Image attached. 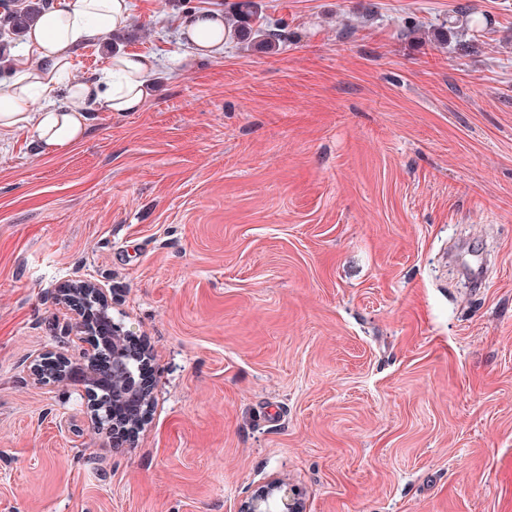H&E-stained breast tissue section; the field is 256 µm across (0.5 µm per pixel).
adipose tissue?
<instances>
[{
	"instance_id": "obj_1",
	"label": "adipose tissue",
	"mask_w": 512,
	"mask_h": 512,
	"mask_svg": "<svg viewBox=\"0 0 512 512\" xmlns=\"http://www.w3.org/2000/svg\"><path fill=\"white\" fill-rule=\"evenodd\" d=\"M130 13V0H65L43 12L26 34L27 52L17 71L0 82V136L30 132L39 154L50 157L85 138L93 106L119 114L144 110L154 95L157 60L134 52L113 54L96 79L70 84L65 103L55 100L71 67V50L124 28ZM180 35L187 52L171 57L172 68L224 54L222 13L185 15Z\"/></svg>"
}]
</instances>
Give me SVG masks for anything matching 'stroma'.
I'll return each instance as SVG.
<instances>
[{"label": "stroma", "mask_w": 512, "mask_h": 512, "mask_svg": "<svg viewBox=\"0 0 512 512\" xmlns=\"http://www.w3.org/2000/svg\"><path fill=\"white\" fill-rule=\"evenodd\" d=\"M256 2L277 51L229 37L53 158L0 141V512H239L275 478L303 512H512V0ZM233 3L131 0L69 77ZM78 280L152 356L130 447L28 375Z\"/></svg>", "instance_id": "1"}]
</instances>
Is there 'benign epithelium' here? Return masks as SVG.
Returning a JSON list of instances; mask_svg holds the SVG:
<instances>
[{
	"label": "benign epithelium",
	"instance_id": "1",
	"mask_svg": "<svg viewBox=\"0 0 512 512\" xmlns=\"http://www.w3.org/2000/svg\"><path fill=\"white\" fill-rule=\"evenodd\" d=\"M55 294L58 303L71 310V334L85 347L77 358L56 350L38 354L31 361L29 376L36 384L52 381L87 388L90 395L87 413L92 424L112 435V447H129L134 434L123 430L122 424L139 429L152 403L151 392L131 381L128 375V360H139L144 352L131 353L124 348L122 340L130 331L109 316L108 300L100 286L74 281L55 289ZM96 334L112 348V363L104 374L95 368ZM240 512H301V506L282 481L273 479L248 498Z\"/></svg>",
	"mask_w": 512,
	"mask_h": 512
}]
</instances>
